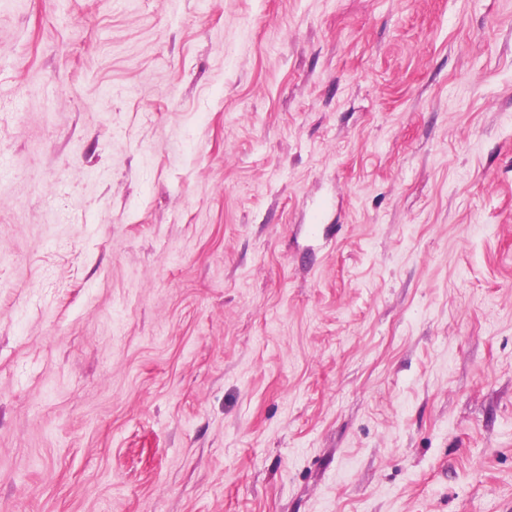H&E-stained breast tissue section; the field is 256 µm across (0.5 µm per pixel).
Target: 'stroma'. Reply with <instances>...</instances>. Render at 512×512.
Masks as SVG:
<instances>
[{
  "instance_id": "35a3bbf8",
  "label": "stroma",
  "mask_w": 512,
  "mask_h": 512,
  "mask_svg": "<svg viewBox=\"0 0 512 512\" xmlns=\"http://www.w3.org/2000/svg\"><path fill=\"white\" fill-rule=\"evenodd\" d=\"M0 512H512V0H0Z\"/></svg>"
}]
</instances>
